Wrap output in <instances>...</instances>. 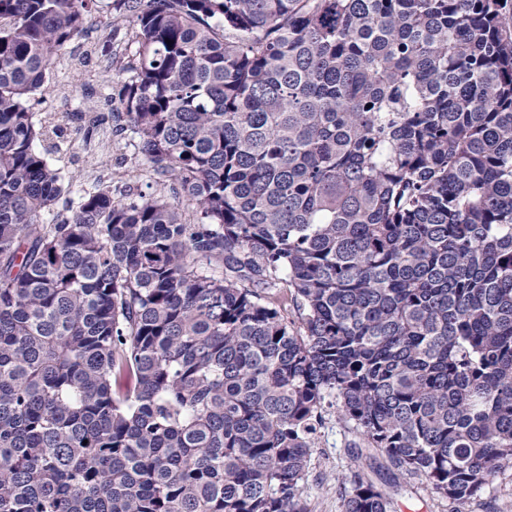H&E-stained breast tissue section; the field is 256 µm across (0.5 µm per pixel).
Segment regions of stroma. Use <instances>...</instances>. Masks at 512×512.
Wrapping results in <instances>:
<instances>
[{"mask_svg": "<svg viewBox=\"0 0 512 512\" xmlns=\"http://www.w3.org/2000/svg\"><path fill=\"white\" fill-rule=\"evenodd\" d=\"M109 3L100 0L97 10L87 17L83 34L59 51L54 69L41 94L30 100V108L40 115L71 113L70 149L57 165L71 180L73 194L101 185L111 186L116 193L127 188L146 195L161 191L185 218H192L193 205L175 190H162L152 169L139 160L136 140L112 133L106 89L110 57L131 54L134 28L127 21L113 24ZM357 470L387 475L393 466L385 455L362 447L351 426L337 420L335 409H326L302 481L310 512H345L346 488ZM402 485L394 498V512H455L454 504L433 493L421 478H404ZM464 512H512V469L499 474Z\"/></svg>", "mask_w": 512, "mask_h": 512, "instance_id": "1", "label": "stroma"}]
</instances>
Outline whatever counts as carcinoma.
<instances>
[{
  "label": "carcinoma",
  "mask_w": 512,
  "mask_h": 512,
  "mask_svg": "<svg viewBox=\"0 0 512 512\" xmlns=\"http://www.w3.org/2000/svg\"><path fill=\"white\" fill-rule=\"evenodd\" d=\"M97 2L0 0V512H308L331 394L461 512L512 468V0H113L115 132L194 218L45 221L27 101Z\"/></svg>",
  "instance_id": "1"
}]
</instances>
